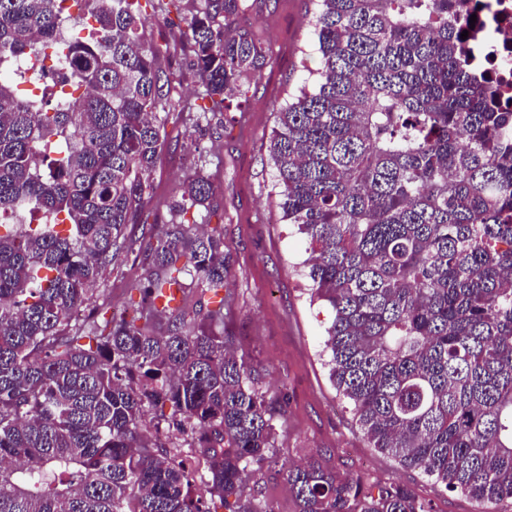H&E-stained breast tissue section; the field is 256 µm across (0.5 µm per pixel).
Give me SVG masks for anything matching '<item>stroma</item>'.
<instances>
[{
    "mask_svg": "<svg viewBox=\"0 0 512 512\" xmlns=\"http://www.w3.org/2000/svg\"><path fill=\"white\" fill-rule=\"evenodd\" d=\"M316 9V0H246L229 29L249 31L268 50V63L249 89L247 109L195 121L170 115L154 173L155 199L133 232L153 234L169 223L166 201L190 170L210 175L211 207L200 221L222 233L232 257L224 317L212 328L228 337L237 354L252 359L262 387L287 398L278 461L253 465L245 494L257 496L272 512H296L280 463L318 456L366 486H408L431 501L435 512H512V499L480 502L446 491L421 470L404 468L371 448L329 381L322 354L328 315L301 293L299 264L306 244L280 219L268 153L278 112L307 68L318 63L311 27ZM145 268L142 258L131 256L100 282L114 310L139 301Z\"/></svg>",
    "mask_w": 512,
    "mask_h": 512,
    "instance_id": "obj_1",
    "label": "stroma"
}]
</instances>
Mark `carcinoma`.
<instances>
[{
  "label": "carcinoma",
  "instance_id": "obj_1",
  "mask_svg": "<svg viewBox=\"0 0 512 512\" xmlns=\"http://www.w3.org/2000/svg\"><path fill=\"white\" fill-rule=\"evenodd\" d=\"M244 2L198 0L187 22L204 112L241 107L267 64L226 28ZM149 22L141 0H0V512H210L205 495L237 493L275 452L285 396L208 326L231 268L223 235L197 225L209 176L186 177L162 233L128 231L170 113L193 111ZM467 24L448 0H317L318 67L269 154L356 425L492 502L512 499V103L466 61ZM49 49L52 79L20 92V63L42 69ZM134 254L137 314L112 315L97 284ZM172 288L177 305L157 308ZM284 471L297 512H433L315 461Z\"/></svg>",
  "mask_w": 512,
  "mask_h": 512
}]
</instances>
